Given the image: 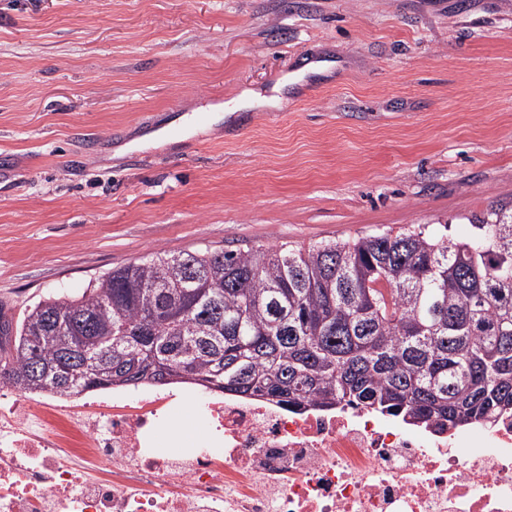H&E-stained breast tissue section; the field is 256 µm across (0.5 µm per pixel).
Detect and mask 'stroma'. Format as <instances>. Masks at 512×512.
I'll return each mask as SVG.
<instances>
[{
	"mask_svg": "<svg viewBox=\"0 0 512 512\" xmlns=\"http://www.w3.org/2000/svg\"><path fill=\"white\" fill-rule=\"evenodd\" d=\"M219 104L231 117L192 136L168 114ZM154 131L172 144L132 148ZM497 207L512 208V0H0L14 313L157 251L464 240Z\"/></svg>",
	"mask_w": 512,
	"mask_h": 512,
	"instance_id": "1",
	"label": "stroma"
}]
</instances>
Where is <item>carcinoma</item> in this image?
Masks as SVG:
<instances>
[{"mask_svg": "<svg viewBox=\"0 0 512 512\" xmlns=\"http://www.w3.org/2000/svg\"><path fill=\"white\" fill-rule=\"evenodd\" d=\"M308 247L154 252L17 317L0 385L71 398L190 383L443 433L512 415V212Z\"/></svg>", "mask_w": 512, "mask_h": 512, "instance_id": "1", "label": "carcinoma"}]
</instances>
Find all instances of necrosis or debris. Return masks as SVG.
I'll list each match as a JSON object with an SVG mask.
<instances>
[{
	"label": "necrosis or debris",
	"instance_id": "4bbe7bcc",
	"mask_svg": "<svg viewBox=\"0 0 512 512\" xmlns=\"http://www.w3.org/2000/svg\"><path fill=\"white\" fill-rule=\"evenodd\" d=\"M173 390L80 405L0 386V512H512V416L411 431L233 394L207 448L167 445Z\"/></svg>",
	"mask_w": 512,
	"mask_h": 512
}]
</instances>
